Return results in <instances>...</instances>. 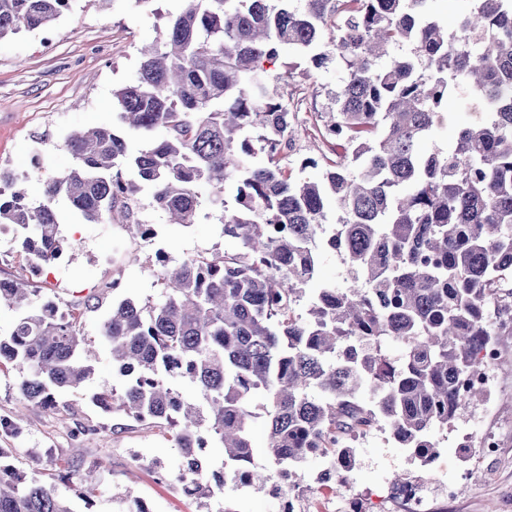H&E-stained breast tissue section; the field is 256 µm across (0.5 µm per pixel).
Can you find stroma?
<instances>
[{"label":"stroma","mask_w":512,"mask_h":512,"mask_svg":"<svg viewBox=\"0 0 512 512\" xmlns=\"http://www.w3.org/2000/svg\"><path fill=\"white\" fill-rule=\"evenodd\" d=\"M182 7L183 0H69L68 9L49 29L23 31L0 41V168L26 172L20 185L29 200L41 201L44 178L70 164L64 140L72 128L118 126L114 91L136 79L142 46L161 38L169 18ZM48 34L55 45L46 53L41 42ZM271 71L288 73L279 90L296 114L298 135L287 164L303 169L308 178H321L324 146L316 129L326 91L335 87L342 66L318 69L309 59L284 51ZM309 158L316 159V166H306ZM135 204L139 219L158 231L155 241L143 247L119 245L113 224L63 225L71 246L62 261L43 272L56 280V287L40 286L39 295L61 310L81 312L85 342L95 351V371L79 388L57 394L56 408L46 410L23 398L15 368L0 366V418L21 421L19 433L0 432L5 451L0 464L27 480L54 484L73 512H126L134 499L145 501L150 512H198V503L176 484L154 479L156 466L173 468L178 457L168 430L104 413L91 402L93 393L118 386L119 379L98 336L112 298L104 296L91 311L84 302L115 278L122 282L121 296L141 302L157 298L159 257L209 258L233 244L225 240L217 215L184 228L165 222L149 192L140 193ZM497 345L501 359L490 370L494 387L489 397L433 434L440 453L466 468L469 477L453 502L434 499L433 512H512V336L498 337ZM78 425L89 430L81 440L72 436ZM489 431L499 437L492 457L479 446ZM357 455L360 465L350 489L363 512H402L388 495L399 475L433 485L448 480L422 467L413 449L400 447L385 429L360 439ZM64 470L71 478L62 482L58 474ZM101 477L126 490V501L101 495L86 505L85 494Z\"/></svg>","instance_id":"1"}]
</instances>
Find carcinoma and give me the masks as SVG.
Wrapping results in <instances>:
<instances>
[{"label":"carcinoma","mask_w":512,"mask_h":512,"mask_svg":"<svg viewBox=\"0 0 512 512\" xmlns=\"http://www.w3.org/2000/svg\"><path fill=\"white\" fill-rule=\"evenodd\" d=\"M183 2L163 48H144L137 80L113 93L130 132L160 139L132 151L110 127L69 133L72 163L45 179L38 203L0 178V224L36 259L62 245L61 200L85 221L124 226L135 245L153 239L133 220L146 188L168 223L186 228L208 194L237 243L163 263L158 301L112 304L99 336L122 387L91 401L167 426L179 448L171 476L190 498L224 493L243 469L257 489L274 478L254 464L256 395L278 468L296 471L311 448L335 452L331 436L377 427L433 450V431L484 398L461 379L486 368L478 350L498 335L490 306L512 301V0H473L452 29L432 0ZM67 4L0 0V39L48 27ZM285 49L311 53L317 68L343 65L320 115L333 157L319 181L283 164L293 114L283 76H264L261 63ZM461 86L485 120L461 124L446 151H422ZM322 249L341 257L348 287L319 279ZM0 303L16 314L0 365L23 374L26 400L54 408L58 391L93 371L81 315L52 312L17 280L0 285ZM196 434L222 449L221 470L209 472ZM0 512L73 510L54 486L0 469Z\"/></svg>","instance_id":"carcinoma-1"}]
</instances>
